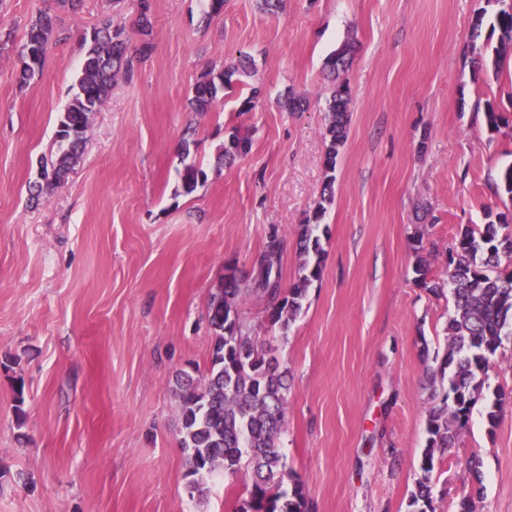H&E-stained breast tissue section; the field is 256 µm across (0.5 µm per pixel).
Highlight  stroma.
<instances>
[{
	"instance_id": "obj_1",
	"label": "stroma",
	"mask_w": 512,
	"mask_h": 512,
	"mask_svg": "<svg viewBox=\"0 0 512 512\" xmlns=\"http://www.w3.org/2000/svg\"><path fill=\"white\" fill-rule=\"evenodd\" d=\"M149 3L150 56L92 116L66 183L33 204L28 185L56 151L84 34L105 15L133 30L139 0L117 12L83 0L74 13L0 0V512H234L247 497L244 478L220 473L205 497L190 495L177 380L208 368V304L227 268L249 275L274 233L281 286L295 282L340 82L348 137L316 229L322 274L288 326L270 322L258 294L238 312L288 370L281 448L309 512H408L427 411L446 391L432 376L453 312L450 295L417 286L414 267L425 259L429 280H447L460 228L505 210L495 186L512 163V53L499 71L471 51L498 44L476 22L487 0H283L275 15L261 0H224L217 14L207 0ZM41 12L58 14L63 37L22 87L18 51ZM345 45L351 65L332 75L327 59ZM242 53L251 76L212 111H192L201 74ZM254 84L264 94L245 105ZM292 97L301 109L289 110ZM489 103L507 118L496 131ZM233 132L251 149L218 163ZM188 158L205 172L190 193ZM474 456L483 512H512V342L433 471L435 512H457Z\"/></svg>"
}]
</instances>
